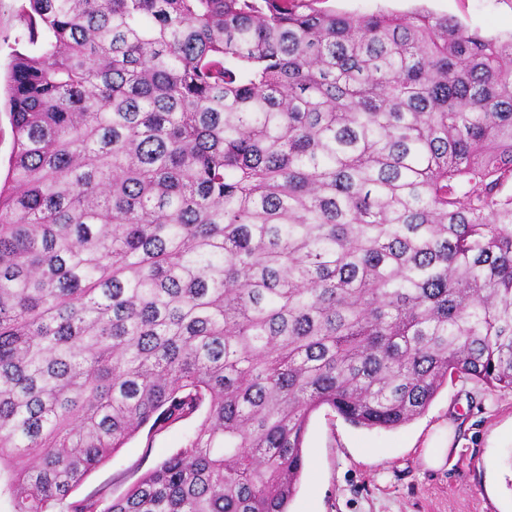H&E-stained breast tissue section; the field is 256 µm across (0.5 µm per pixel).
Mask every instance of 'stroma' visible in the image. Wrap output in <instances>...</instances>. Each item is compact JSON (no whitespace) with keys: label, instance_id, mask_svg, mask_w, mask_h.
I'll list each match as a JSON object with an SVG mask.
<instances>
[{"label":"stroma","instance_id":"35a3bbf8","mask_svg":"<svg viewBox=\"0 0 512 512\" xmlns=\"http://www.w3.org/2000/svg\"><path fill=\"white\" fill-rule=\"evenodd\" d=\"M21 0H0V72L12 47L25 43ZM318 8L353 14L424 10L458 19L486 36L512 34V0H318ZM512 421V390L472 380L441 388L428 410L394 429H367L322 406L309 417L306 467L290 512H512V444H491L493 429ZM197 417L166 429L142 428L75 490L78 498L124 493L182 448ZM453 425L455 448L442 468H427L423 447Z\"/></svg>","mask_w":512,"mask_h":512}]
</instances>
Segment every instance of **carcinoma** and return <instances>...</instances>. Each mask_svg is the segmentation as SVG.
<instances>
[{"label": "carcinoma", "mask_w": 512, "mask_h": 512, "mask_svg": "<svg viewBox=\"0 0 512 512\" xmlns=\"http://www.w3.org/2000/svg\"><path fill=\"white\" fill-rule=\"evenodd\" d=\"M305 3L22 6L3 512H289L317 408L395 429L450 381L512 389V34ZM200 415L177 422L161 431L143 427L123 448L93 469L78 486L74 497L105 493L116 497L124 493L149 469L182 448Z\"/></svg>", "instance_id": "carcinoma-1"}]
</instances>
